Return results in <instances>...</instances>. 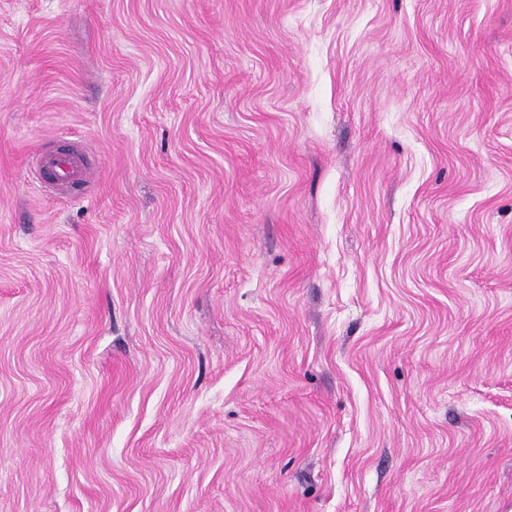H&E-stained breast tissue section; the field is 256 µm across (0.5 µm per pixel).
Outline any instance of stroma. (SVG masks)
Instances as JSON below:
<instances>
[{"instance_id":"obj_1","label":"stroma","mask_w":512,"mask_h":512,"mask_svg":"<svg viewBox=\"0 0 512 512\" xmlns=\"http://www.w3.org/2000/svg\"><path fill=\"white\" fill-rule=\"evenodd\" d=\"M0 512H512V0H0ZM30 172L48 186L88 183L96 174L84 150L59 152L54 149L34 152L30 157Z\"/></svg>"}]
</instances>
